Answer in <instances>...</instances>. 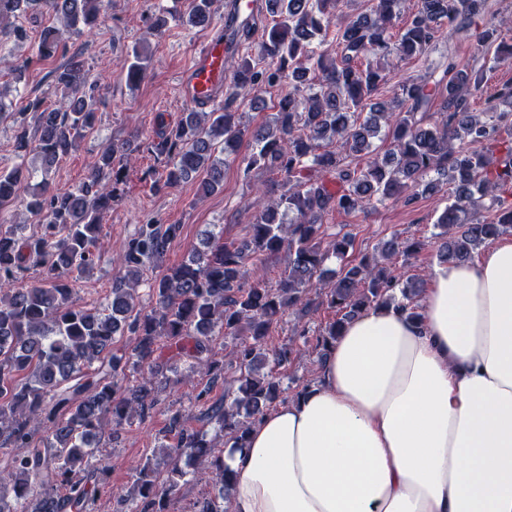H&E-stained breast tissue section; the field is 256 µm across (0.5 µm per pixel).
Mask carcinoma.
I'll use <instances>...</instances> for the list:
<instances>
[{
  "label": "carcinoma",
  "instance_id": "obj_1",
  "mask_svg": "<svg viewBox=\"0 0 512 512\" xmlns=\"http://www.w3.org/2000/svg\"><path fill=\"white\" fill-rule=\"evenodd\" d=\"M271 21L261 41L258 23L244 19L233 31L254 54L234 61L224 99L211 111L194 108L158 138L131 137L111 144L98 156L84 181L58 189L43 180L23 193V164L0 171V213L20 208L37 223L27 235L22 224H0V447L12 449L7 474L0 475V512H88L90 463L103 434L114 433L158 404V391L178 362L208 377L196 394L198 420L216 423L220 438L188 425L182 410H168L163 445L165 475L149 464L137 472L116 512H170L174 492L186 475L187 457L209 470L212 492L193 504V512H227L232 475L224 469L221 448L244 446L247 430L283 400L281 372L291 368L306 347L323 364L330 343L348 320L367 307L394 308L411 320L421 318L423 289L394 274L398 257H410L420 242L393 236L379 249L351 264L355 236L322 238L324 218L351 214L379 202L406 206L416 188L435 174L455 187L438 217V257L467 262L486 242L512 235V207L497 221L471 218L487 197L494 203L512 197V83L499 87L495 105L470 111V101L486 93L483 71L457 62L453 54L418 80L403 81L390 101L374 99L390 73L389 57H418L441 36L475 26L478 43L494 51L496 63L512 65V43L499 40L487 0H376L330 29L342 0H270ZM215 0H188L187 23L211 28L223 23ZM42 6L63 26L89 31L101 23V0H0V27L9 17ZM410 10L403 31L389 29L401 11ZM55 22L40 24L36 56L46 60L63 49ZM146 58L133 50L127 76H144ZM62 88L59 106L29 101L16 113V151L37 154L49 171L90 132L96 122L97 81L79 57L55 71ZM280 91L272 123L251 132L240 128L236 111L250 92ZM441 103L438 118L425 123ZM251 151L245 171L262 168L281 176L274 196L253 188L250 237L220 243L207 235V250L170 266L151 282L155 306L142 311L137 287L180 234L179 224L148 220L120 247L114 263L111 297L102 309L75 301L78 284L98 260L101 216L112 208L126 184L132 159L145 152L163 164L152 180L161 192L193 177L212 193L223 185L224 160L216 149L238 152L244 136ZM389 142L380 151L375 140ZM288 250V273L278 287L249 280V267ZM335 258L339 270L327 275ZM41 276L25 281L34 268ZM325 304L338 317L314 339L300 326L286 346L268 344L269 331L286 312L298 320ZM246 338L230 352L237 375L224 394H210L224 378L211 359L215 337ZM135 339L131 352L114 351L118 336ZM139 385L122 389L126 372Z\"/></svg>",
  "mask_w": 512,
  "mask_h": 512
}]
</instances>
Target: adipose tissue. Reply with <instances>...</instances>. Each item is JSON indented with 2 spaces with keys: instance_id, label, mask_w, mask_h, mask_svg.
Returning <instances> with one entry per match:
<instances>
[{
  "instance_id": "1",
  "label": "adipose tissue",
  "mask_w": 512,
  "mask_h": 512,
  "mask_svg": "<svg viewBox=\"0 0 512 512\" xmlns=\"http://www.w3.org/2000/svg\"><path fill=\"white\" fill-rule=\"evenodd\" d=\"M229 512H512V239L369 308L316 382L225 448Z\"/></svg>"
}]
</instances>
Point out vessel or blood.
<instances>
[{
  "label": "vessel or blood",
  "instance_id": "obj_1",
  "mask_svg": "<svg viewBox=\"0 0 512 512\" xmlns=\"http://www.w3.org/2000/svg\"><path fill=\"white\" fill-rule=\"evenodd\" d=\"M229 52V35L225 32L218 33L204 45L184 78L188 99L199 104L213 102L215 91L224 84V63Z\"/></svg>",
  "mask_w": 512,
  "mask_h": 512
}]
</instances>
